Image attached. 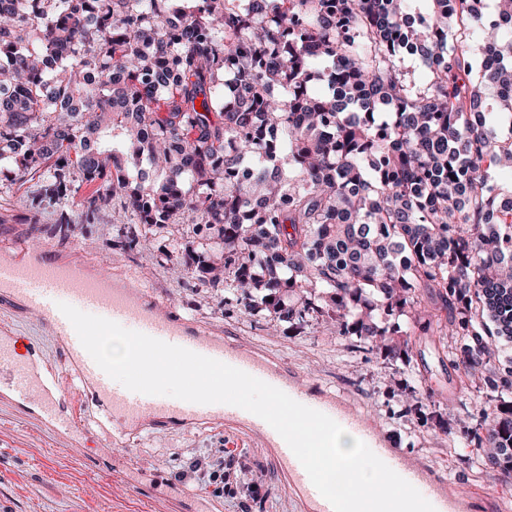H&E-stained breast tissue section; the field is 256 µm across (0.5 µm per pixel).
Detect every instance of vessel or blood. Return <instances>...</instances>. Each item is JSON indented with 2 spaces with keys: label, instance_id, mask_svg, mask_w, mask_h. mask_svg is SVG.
Instances as JSON below:
<instances>
[{
  "label": "vessel or blood",
  "instance_id": "vessel-or-blood-1",
  "mask_svg": "<svg viewBox=\"0 0 512 512\" xmlns=\"http://www.w3.org/2000/svg\"><path fill=\"white\" fill-rule=\"evenodd\" d=\"M5 299L40 315L43 325L58 340L63 363L58 367L34 363L31 355L36 352V345L19 352L17 337L8 329H1L0 372H8L9 378L0 379V394L17 402L30 392H38L41 420L78 441L92 444L96 437L79 416L59 415L65 388L70 384L77 385L79 395L95 399L113 431L122 435L172 421L183 429L209 423L244 434L269 451L271 465L286 476L290 490L304 503L307 512H333L289 446L267 422L228 404H195L128 390L102 371L83 348L73 326L59 310L63 303L216 359L282 390L341 427L362 434L371 451L412 484L435 512H470L473 501L469 493L450 489L441 477L389 447L379 431L372 429L358 411L342 405L338 396H314L299 390L287 367L254 350L224 341L192 320L172 316L168 306L154 302L143 290L119 283L109 272L78 259L61 258L51 241L21 237L14 257L0 259V300Z\"/></svg>",
  "mask_w": 512,
  "mask_h": 512
}]
</instances>
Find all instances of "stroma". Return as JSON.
Masks as SVG:
<instances>
[{"instance_id": "stroma-1", "label": "stroma", "mask_w": 512, "mask_h": 512, "mask_svg": "<svg viewBox=\"0 0 512 512\" xmlns=\"http://www.w3.org/2000/svg\"><path fill=\"white\" fill-rule=\"evenodd\" d=\"M59 208V201L35 180L0 193V251L13 249L22 219L31 217L38 237L52 240L60 254L79 255L119 280L150 290L158 302L217 333L265 350L294 372L300 388L342 396L394 447L434 469L450 485L478 496L491 492L499 502L512 503L504 474L483 463L479 450L450 451L448 438L436 432L434 419L402 416L404 386L414 372L398 362L351 352L343 340L314 322L298 329L269 327L262 317L225 302L223 288L200 283L189 277L183 264L163 260L162 252L172 241L190 247L198 244L194 225L162 234L130 218L113 223L108 212L89 224L75 210L70 230L62 236L54 230ZM129 232L136 242L133 249L125 250L118 242ZM0 321L11 326L14 335L37 342L46 364L58 363L59 346L38 315L0 305ZM413 352L417 370L435 393L436 411L444 414L452 408L466 423L476 424L491 395L489 388L463 389L433 337H415ZM215 448L229 451L236 496L214 498L192 469ZM140 472L159 473L158 485H135ZM186 489L203 500L219 501L222 512H245V504L253 500L260 502V512H301L265 454L240 437L225 434L221 426L188 432L172 427L129 441L116 438L111 461L102 462L94 449L76 445L40 423L35 402L18 408L0 401V500L9 501L12 512H179L174 493Z\"/></svg>"}]
</instances>
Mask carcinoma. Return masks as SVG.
<instances>
[{"label": "carcinoma", "mask_w": 512, "mask_h": 512, "mask_svg": "<svg viewBox=\"0 0 512 512\" xmlns=\"http://www.w3.org/2000/svg\"><path fill=\"white\" fill-rule=\"evenodd\" d=\"M182 2L0 0V187L37 179L89 224L117 197L149 229L202 224V251L163 257L246 312L410 369L436 336L482 379L512 341V194L488 179L512 170V0L415 21L418 0ZM492 387L479 423L437 426L511 471L512 380ZM405 389L421 413L432 391ZM398 65L407 83L416 88L424 87L428 82V71L422 62L415 56H403Z\"/></svg>", "instance_id": "obj_1"}]
</instances>
